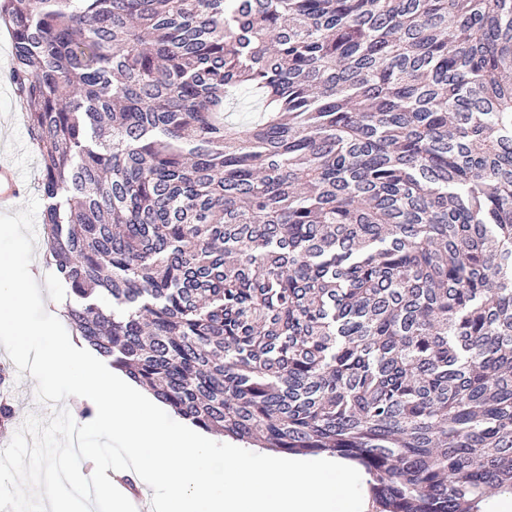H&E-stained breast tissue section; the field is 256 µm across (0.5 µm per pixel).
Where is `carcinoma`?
I'll return each instance as SVG.
<instances>
[{
    "label": "carcinoma",
    "mask_w": 512,
    "mask_h": 512,
    "mask_svg": "<svg viewBox=\"0 0 512 512\" xmlns=\"http://www.w3.org/2000/svg\"><path fill=\"white\" fill-rule=\"evenodd\" d=\"M75 333L198 427L512 493V0H0ZM250 90L263 117L240 125Z\"/></svg>",
    "instance_id": "carcinoma-1"
}]
</instances>
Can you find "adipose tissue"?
I'll list each match as a JSON object with an SVG mask.
<instances>
[{
	"instance_id": "obj_1",
	"label": "adipose tissue",
	"mask_w": 512,
	"mask_h": 512,
	"mask_svg": "<svg viewBox=\"0 0 512 512\" xmlns=\"http://www.w3.org/2000/svg\"><path fill=\"white\" fill-rule=\"evenodd\" d=\"M13 256L0 253V339L17 352L40 349L44 382L92 404L83 427L123 448L116 481L68 469L97 486L108 512H135L130 485L148 484L152 512H367L371 477L357 462L333 455L311 461L262 448L228 445L222 475L210 465L211 441L186 425L171 424L156 399L112 373L88 348L63 340L56 322L28 317V294L9 284Z\"/></svg>"
}]
</instances>
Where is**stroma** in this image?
Segmentation results:
<instances>
[{
    "instance_id": "obj_1",
    "label": "stroma",
    "mask_w": 512,
    "mask_h": 512,
    "mask_svg": "<svg viewBox=\"0 0 512 512\" xmlns=\"http://www.w3.org/2000/svg\"><path fill=\"white\" fill-rule=\"evenodd\" d=\"M12 43L5 28H0V162H10L23 171L31 189L11 214H0L1 224L17 228V237L0 241V251L15 254L18 266L41 265L46 250L42 231V208L37 184L40 162L33 152L22 113L15 102L13 86L8 78ZM13 366L12 402L15 420L6 435L11 448L9 461L0 469V506L9 512H53L40 507L34 492L37 486H50L56 478L59 460L51 455L35 456L40 444L59 446L71 434L68 422L70 398L49 385L39 384L40 360L16 356L10 346L0 340V362Z\"/></svg>"
}]
</instances>
